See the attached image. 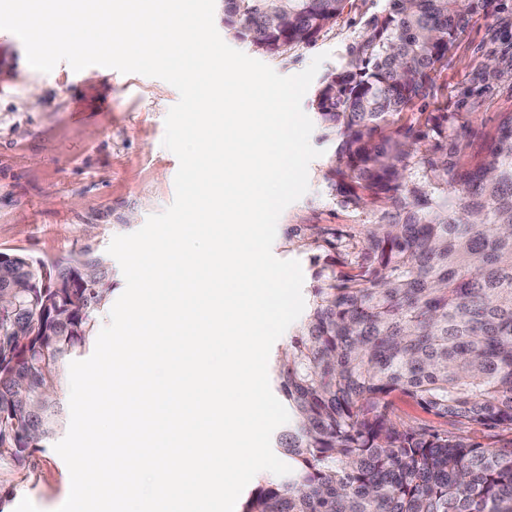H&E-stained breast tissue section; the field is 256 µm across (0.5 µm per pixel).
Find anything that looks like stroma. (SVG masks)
<instances>
[{
  "instance_id": "35a3bbf8",
  "label": "stroma",
  "mask_w": 512,
  "mask_h": 512,
  "mask_svg": "<svg viewBox=\"0 0 512 512\" xmlns=\"http://www.w3.org/2000/svg\"><path fill=\"white\" fill-rule=\"evenodd\" d=\"M507 10L476 15L447 61L433 75V94L405 110L398 127H422L428 112L460 113L458 161L483 160L505 114L512 113V0ZM387 0H350L316 42L298 45L265 64L283 76L306 69L318 54L326 59L316 76L338 70L366 21ZM493 65L497 78L485 76ZM179 94L167 82L112 68L74 71L59 62L50 73L31 68L21 40L0 30V253L45 260L81 251L106 255L112 238L141 228L175 198L179 162L162 145L165 117ZM320 157L308 167L307 192L280 215L273 255L301 264L303 296H310L322 267L351 269L344 248L303 246L289 236L302 224L352 232L371 223L377 205L344 203L327 172L336 141L313 129ZM69 470L46 443L26 468L0 462V512H57L66 500Z\"/></svg>"
}]
</instances>
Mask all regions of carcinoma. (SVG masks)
Here are the masks:
<instances>
[{
    "label": "carcinoma",
    "mask_w": 512,
    "mask_h": 512,
    "mask_svg": "<svg viewBox=\"0 0 512 512\" xmlns=\"http://www.w3.org/2000/svg\"><path fill=\"white\" fill-rule=\"evenodd\" d=\"M494 0H387L312 101L338 145L330 180L355 206L356 271L316 272L306 320L277 356L291 472L242 512H512V442L498 448L390 416L401 395L448 423L512 431V114L464 170L460 113L429 131L385 127L430 95L432 74ZM348 0H224V29L267 55L315 42ZM0 311V460L23 467L65 419L59 368L90 344L112 267L83 251L13 255Z\"/></svg>",
    "instance_id": "1"
}]
</instances>
